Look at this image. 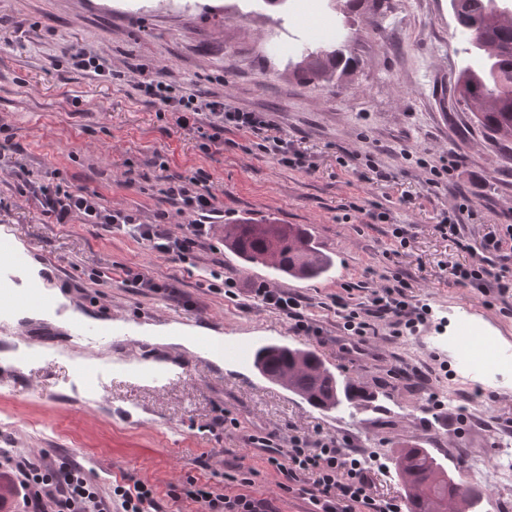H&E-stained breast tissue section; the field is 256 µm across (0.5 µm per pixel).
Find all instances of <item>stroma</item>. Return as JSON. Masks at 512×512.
<instances>
[{"instance_id": "obj_1", "label": "stroma", "mask_w": 512, "mask_h": 512, "mask_svg": "<svg viewBox=\"0 0 512 512\" xmlns=\"http://www.w3.org/2000/svg\"><path fill=\"white\" fill-rule=\"evenodd\" d=\"M332 37L358 60L339 85L295 78L287 53L277 49L285 40ZM73 47L96 54L105 76L73 69ZM465 48L448 0H358L350 22L327 0H288L282 10L257 0H0V140L18 148L0 158V226L80 314L112 324L109 342L76 354L69 327L12 316L0 323V380L7 382L0 448L77 460L105 490L115 477L134 474L163 494L165 512L173 507L169 486L190 477L237 490L230 477L240 462L254 470L253 491L277 493L276 474L242 441L257 429L347 436L361 452L382 449L388 463L376 486L387 499L405 495L395 463L404 442L429 449L462 480L474 457L494 458L512 441V430L500 426L512 418V381L477 386L460 379L452 350L435 343L463 320L512 347V316L501 313L500 302L448 279L449 267L468 261L470 251L435 229L459 188L478 212L465 227L470 250L496 225L512 224V141L487 139L452 94ZM140 66L271 113L283 134L314 156L316 169H285L256 149L202 152L197 131L174 128L137 96ZM345 149L374 155L392 170L391 181L360 180L338 162ZM159 153L169 175H210L225 223L273 217L306 225L331 257L330 272L302 280L245 266L218 235L224 273L238 283L232 300L202 270L128 236L77 220L52 223L14 175L20 165L36 174L59 171L73 188L99 192L149 223L165 207L150 194ZM448 154L458 156V169L450 183L428 190L420 160ZM130 168L137 174L131 184ZM350 203L357 211L344 213ZM378 207L390 224L372 222ZM394 223L406 225V246L392 237ZM392 261L411 275L415 300L429 304L433 318L419 332H383L355 349L331 297L351 284L354 300L364 301L357 283ZM113 266L144 272L176 294L145 295L117 279L97 280ZM260 283L302 296L324 341L296 334L283 316L253 304L248 295ZM195 336L252 350L283 343L316 351L375 400L319 410L261 377L252 362L218 364L190 350ZM23 342L36 346L38 358L14 361L9 346ZM226 411L238 430L210 432Z\"/></svg>"}]
</instances>
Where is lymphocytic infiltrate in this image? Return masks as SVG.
Returning <instances> with one entry per match:
<instances>
[{
  "label": "lymphocytic infiltrate",
  "instance_id": "f902f5d3",
  "mask_svg": "<svg viewBox=\"0 0 512 512\" xmlns=\"http://www.w3.org/2000/svg\"><path fill=\"white\" fill-rule=\"evenodd\" d=\"M139 96L169 115L174 128L198 131L203 151L218 146L235 147L236 136L255 138L258 149L278 165L297 171L315 168L309 154L298 149L267 113L250 111L215 93H201L181 87L165 78L164 72L143 73L134 85ZM151 190L165 202L152 224L141 223L136 212L115 208L99 193L74 190L59 173L37 176L18 168L16 177L37 201L41 214L58 224L80 220L99 224L112 232L127 234L146 243L150 250L182 263L196 259L209 249L212 221L218 216V198L210 186V176L198 170L190 176L167 175V161ZM191 215L179 233L168 228L171 214ZM512 241V224L488 232L482 250L471 262L453 265L451 280L460 286L492 294L512 311V256L505 248ZM364 288L365 301L354 304L335 295L334 306L342 311V328L347 335L364 338L387 328L390 336L417 331L431 313L425 304H416L410 294L412 284L400 270L376 274ZM252 298L262 307L284 315L296 333L322 335L323 330L306 312L302 298L261 283ZM252 448L264 450L266 463L281 477L279 487L298 492L308 503L307 512H401L394 500L376 492V468L367 463L349 441L331 436L311 438L293 435L281 439L274 431H256L243 437ZM0 475L14 485L19 512H164L159 494L148 481L122 474L110 492H102L76 461L64 459L45 463L37 457L15 456L0 459ZM241 492L226 493L206 483L186 480L171 488L170 498L186 499L195 512H279L273 499L249 491V479H241Z\"/></svg>",
  "mask_w": 512,
  "mask_h": 512
}]
</instances>
